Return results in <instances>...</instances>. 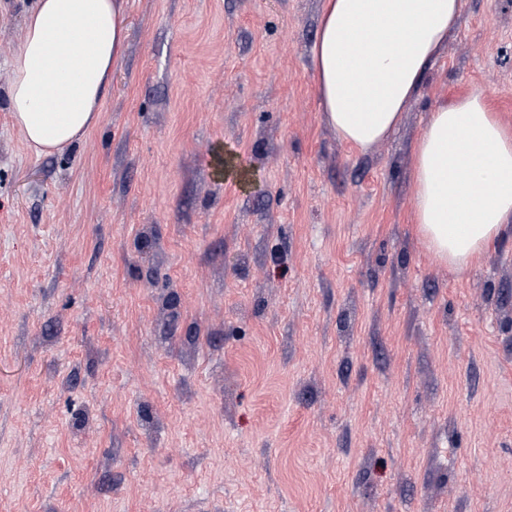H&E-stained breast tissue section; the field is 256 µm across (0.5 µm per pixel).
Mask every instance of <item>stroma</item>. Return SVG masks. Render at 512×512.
Instances as JSON below:
<instances>
[{
	"label": "stroma",
	"mask_w": 512,
	"mask_h": 512,
	"mask_svg": "<svg viewBox=\"0 0 512 512\" xmlns=\"http://www.w3.org/2000/svg\"><path fill=\"white\" fill-rule=\"evenodd\" d=\"M34 4L0 0V512H512V229L457 275L411 221L429 112L479 85L512 124V0H466L367 153L322 0H128L98 125L35 154Z\"/></svg>",
	"instance_id": "obj_1"
}]
</instances>
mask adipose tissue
I'll use <instances>...</instances> for the list:
<instances>
[{
	"instance_id": "ef3b65f1",
	"label": "adipose tissue",
	"mask_w": 512,
	"mask_h": 512,
	"mask_svg": "<svg viewBox=\"0 0 512 512\" xmlns=\"http://www.w3.org/2000/svg\"><path fill=\"white\" fill-rule=\"evenodd\" d=\"M465 0H324L312 46L327 122L368 151L400 124ZM125 0H36L12 59L9 106L38 154L94 128L127 41ZM412 222L436 265L468 271L512 227V126L476 86L430 112L413 149Z\"/></svg>"
}]
</instances>
